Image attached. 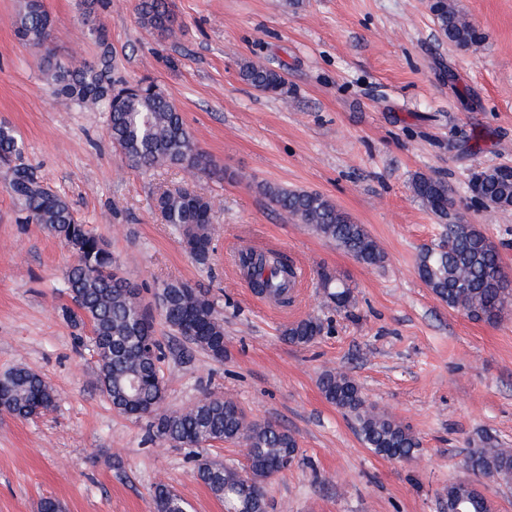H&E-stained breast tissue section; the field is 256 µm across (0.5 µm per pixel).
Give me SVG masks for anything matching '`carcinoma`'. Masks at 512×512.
I'll return each mask as SVG.
<instances>
[{"label":"carcinoma","mask_w":512,"mask_h":512,"mask_svg":"<svg viewBox=\"0 0 512 512\" xmlns=\"http://www.w3.org/2000/svg\"><path fill=\"white\" fill-rule=\"evenodd\" d=\"M433 21L448 43L458 48L477 44L482 33L466 21L454 0H439L431 7ZM138 15L143 26L171 31L166 0H140ZM52 23L40 0H26L18 17V34L35 48L51 36ZM47 82L56 96L87 109L108 112V134L131 167L148 173L161 167H177L191 175L204 173L224 178L212 159L198 147L186 129L172 99L153 84L138 91L112 89L105 69L84 64L47 62ZM247 84L279 94L285 86L281 70L247 62L240 68ZM23 145L13 128L0 124V179L18 201L27 224H40L72 251L73 264L64 274L72 306L65 319L74 327L90 326L99 388L112 408L134 419L151 418L149 431L180 447L216 442L239 443L246 464L234 466L208 461L222 478L213 481L201 470L195 478L218 500L224 512H234L239 499L253 501L256 512L266 509L264 484L289 469L298 454V442L288 429L269 421H250L232 400L205 396L191 408L166 410L161 362L165 357L158 339L146 343L139 326L150 319L138 288L120 273L112 251L103 239L76 218L71 204L45 190L31 168L21 162ZM262 193L281 211L300 224L311 226L355 260L379 266L385 256L361 224H356L322 194L271 184ZM414 193L439 220L441 242L422 252L418 275L442 302L475 320L493 322L512 305V280L503 272L497 247L473 224L463 223L449 200L448 185L427 176L416 178ZM468 193H477L497 209L512 208V168L489 166L472 173ZM154 206L165 223L173 226L191 245L190 257L208 265L215 252L212 224L214 203L188 186L165 190ZM236 262L247 274L251 288L278 303H287L297 286V269L282 252L268 247L238 251ZM321 288L339 307L348 308L353 296L339 276L318 273ZM164 324L174 335L204 352L215 362L224 361V319L209 291L181 280H170L156 293ZM323 324L308 317L288 324L282 339L306 345L321 334ZM324 398L349 415L366 445L392 460H407L420 447L419 439L400 422L376 413L361 387L347 374L325 371L319 379ZM56 400L52 388L37 372L18 365L0 374V412L28 419L47 410ZM463 466L504 484L512 483V448L485 444L469 450ZM448 512H492L479 485L462 480L448 484ZM155 512H186L185 501L166 484L154 486Z\"/></svg>","instance_id":"cac0c4a2"}]
</instances>
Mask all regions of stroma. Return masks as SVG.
<instances>
[{
	"label": "stroma",
	"mask_w": 512,
	"mask_h": 512,
	"mask_svg": "<svg viewBox=\"0 0 512 512\" xmlns=\"http://www.w3.org/2000/svg\"><path fill=\"white\" fill-rule=\"evenodd\" d=\"M485 36L448 45L428 0H169L177 35L145 29L138 0H42L50 54L17 34L24 0H0V124L24 144L23 163L66 197L108 244L146 306L163 282L208 290L224 315V360L172 336L162 343L166 406L211 394L249 419L290 431L299 453L265 484L267 512H447L448 483L471 479L461 462L490 442L512 448V307L498 321L468 318L417 273L436 246V216L414 194L428 176L447 183L461 219L495 242L512 274V208L469 199L471 172L512 164V0H455ZM107 78L154 82L175 101L224 179L163 167L131 168L107 134V115L54 97L47 59L100 65ZM281 65L279 95L239 77L243 62ZM315 190L364 225L385 256L358 262L308 225L281 215L262 184ZM190 185L215 204L216 252L196 264L154 207L158 193ZM19 207L0 182V373H40L54 407L27 420L0 412V512H155L168 484L189 512H224L192 471L199 458L241 464L239 445L176 448L147 420L116 413L100 392L87 332L63 318L71 252ZM247 246L285 252L300 268L294 306L256 296L234 262ZM350 285L339 309L320 269ZM318 318L324 330L293 346L282 328ZM353 378L376 411L408 427L420 447L408 461L375 454L354 422L323 397L321 373Z\"/></svg>",
	"instance_id": "1"
}]
</instances>
